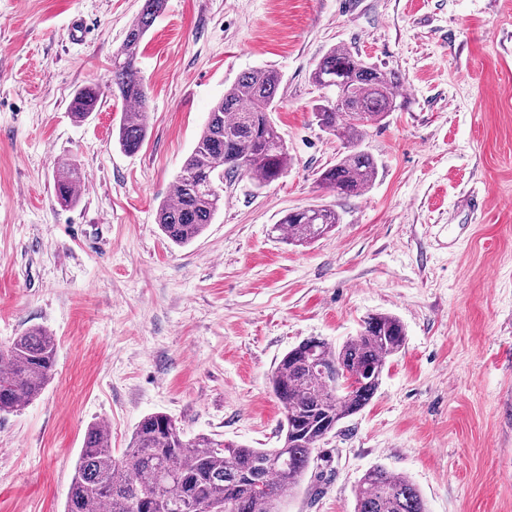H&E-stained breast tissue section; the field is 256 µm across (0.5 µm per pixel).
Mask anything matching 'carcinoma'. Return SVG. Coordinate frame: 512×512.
I'll return each instance as SVG.
<instances>
[{"instance_id": "1", "label": "carcinoma", "mask_w": 512, "mask_h": 512, "mask_svg": "<svg viewBox=\"0 0 512 512\" xmlns=\"http://www.w3.org/2000/svg\"><path fill=\"white\" fill-rule=\"evenodd\" d=\"M166 7L167 0H143L112 56V94L129 106L118 128V144L128 153L138 150L147 134L149 93L137 66L141 41ZM311 80L331 90L313 115L343 147L336 163L322 170L319 184L339 195L358 196L378 173L374 157L362 149L367 127L401 109L403 79L340 45L321 58ZM280 83L273 70H248L209 112L172 181V194L157 209V224L174 245L195 241L224 206V197L210 188L214 179L248 177L261 187L287 173L291 156L271 119ZM99 101V87L84 86L75 92L69 112L82 122ZM80 181L77 165H59L55 191L62 204L78 200ZM338 223L336 211L315 206L289 212L277 229L288 243L308 246ZM405 336L398 318L376 313L338 347L311 337L288 350L269 379L284 417L278 448H242L211 435L191 438L171 416L155 412L138 422L127 448L116 455L110 432L99 423L91 425L64 512H281V503L300 487L320 443L374 398L388 360L404 348ZM56 351L55 337L40 328L0 348L1 414L20 410L42 392L53 374ZM338 367L356 381L347 391L329 383L328 374ZM354 512L427 508L407 477L375 466L359 481Z\"/></svg>"}]
</instances>
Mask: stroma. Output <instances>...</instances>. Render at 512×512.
Segmentation results:
<instances>
[{
    "instance_id": "35a3bbf8",
    "label": "stroma",
    "mask_w": 512,
    "mask_h": 512,
    "mask_svg": "<svg viewBox=\"0 0 512 512\" xmlns=\"http://www.w3.org/2000/svg\"><path fill=\"white\" fill-rule=\"evenodd\" d=\"M142 0H0V347L57 339L52 379L0 414V512H63L89 426L127 447L147 414L185 433L279 447L269 377L317 337L373 313L406 332L372 402L344 419L282 512H354L376 465L410 478L428 512H512V0H168L145 36L148 134L124 152L112 53ZM90 33L77 44L74 18ZM404 79L406 105L367 130L365 193L318 186L340 142L322 131L310 73L333 46ZM256 67L281 77L272 119L292 164L224 185V207L179 248L159 203L214 103ZM89 83L102 95L74 121ZM80 165L76 204L54 191ZM325 205L334 231L280 238L288 211ZM100 101V89L88 85L77 90L69 104V112L77 122L84 121L91 112H95Z\"/></svg>"
}]
</instances>
